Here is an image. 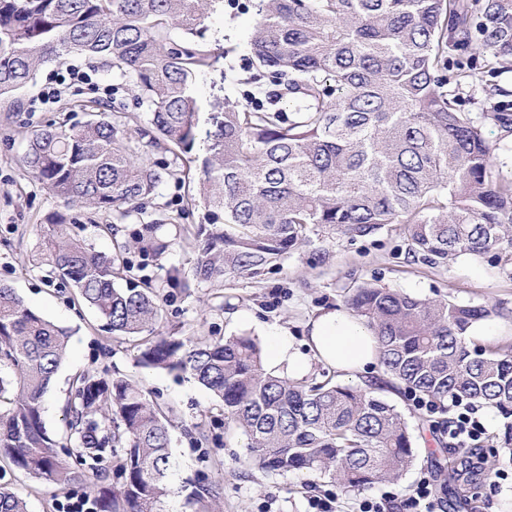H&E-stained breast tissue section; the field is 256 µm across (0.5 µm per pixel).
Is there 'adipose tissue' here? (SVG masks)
Here are the masks:
<instances>
[{"label":"adipose tissue","mask_w":512,"mask_h":512,"mask_svg":"<svg viewBox=\"0 0 512 512\" xmlns=\"http://www.w3.org/2000/svg\"><path fill=\"white\" fill-rule=\"evenodd\" d=\"M308 328L310 350L330 367L355 377L379 362L372 331L346 310L322 311L309 322Z\"/></svg>","instance_id":"1"}]
</instances>
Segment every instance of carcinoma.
Returning <instances> with one entry per match:
<instances>
[{"mask_svg":"<svg viewBox=\"0 0 512 512\" xmlns=\"http://www.w3.org/2000/svg\"><path fill=\"white\" fill-rule=\"evenodd\" d=\"M247 39L251 57L294 109L205 105L210 19L224 0H0V101L33 84L38 69L81 57L132 81L145 124L99 100L80 126L32 133L22 163L52 195L112 215L108 233L143 210L168 178L201 202L190 269L172 267L166 286L222 287L256 279L321 233L350 240L406 226L408 255L446 264L492 250L512 258V178L495 174L483 125L445 86L463 88L472 67L440 75L473 41L489 70L512 69V0H258ZM196 41L174 47L171 32ZM481 119L512 136L502 103ZM180 164L156 167L141 141ZM179 217L150 221L96 250L61 219L49 220L42 265L71 284L117 337H141L139 362L191 376L221 403L227 428L246 440L249 461L268 473L329 479L346 492L400 479L416 462L412 434L381 396L330 379L307 385L266 371L259 341L241 335L154 336L158 286L127 277V254L161 257L189 232ZM349 312L377 337L383 387L418 401L466 399L502 418L512 448V356L471 344L491 310L362 286ZM70 331L29 309L0 283V456L60 490L82 487L98 512H168L174 492L170 420L125 377L73 379L60 445L43 419L44 397L62 366ZM464 481L478 494L485 456L465 452ZM121 480L106 486V464ZM217 492L193 486L189 503L209 512ZM0 512H28L0 487Z\"/></svg>","mask_w":512,"mask_h":512,"instance_id":"obj_1","label":"carcinoma"}]
</instances>
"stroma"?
Segmentation results:
<instances>
[{"mask_svg": "<svg viewBox=\"0 0 512 512\" xmlns=\"http://www.w3.org/2000/svg\"><path fill=\"white\" fill-rule=\"evenodd\" d=\"M256 19L254 0H235L211 26L221 35L211 68V80L199 86L204 103L236 98L241 103L274 102L277 86L260 77L246 46ZM472 61L473 78L459 99V108L472 118L489 111L492 102L485 89L494 83L512 91V71L488 72L474 50L460 54ZM65 63L42 66L32 86L22 92L14 107L0 103V282L12 285L28 307L71 330L69 353L45 397L44 421L56 438H64V407L71 378L88 372L100 378L118 373L139 385L147 396L173 410L171 453L175 462L174 493L168 512H195L187 502L184 484L197 480L220 488L223 497L218 512H310L313 496L332 494L335 512H357L358 494L340 491L333 483H311L301 473L274 475L245 461L243 436L225 429L224 415L214 396L177 372L148 368L138 361V341L113 338L101 319L88 306L78 303L71 284L50 282L39 265L40 247L48 220L64 216L67 223L84 225V237L100 251L112 249L110 238L99 232L106 214L72 206L49 194L22 164V155L32 132L50 123L83 124L88 115L80 102L108 99L115 109L137 112L136 90L119 71L88 68L91 85L69 86L61 103L33 108L37 93L64 74ZM182 214L184 223H199L204 209H188L183 187L164 182L146 206L143 218L119 225L125 238L139 229L141 220ZM196 256L193 238L178 240L158 259L131 252V279L161 282L167 268L189 267ZM368 283L393 288L413 296L471 302L496 308L497 316L481 321L477 344L512 353V263L498 259L496 252L482 256L463 255L445 265L414 260L407 254L403 225L390 224L376 235L348 240L344 237H313L279 265L255 280H238L223 287L205 285L163 291V318L157 328L165 336H204L224 339L249 335L267 343L271 333L287 332L299 351H306L307 324L320 311L345 308L346 298L357 286ZM384 396L403 414L414 440L415 465L385 489L397 503H406L420 478H428L443 512H512V482L485 485L478 497L461 501L460 481L451 477L462 456L451 448L434 425V416L418 409L404 394L391 390ZM206 443H199V435ZM0 485L24 497L29 512H57L63 491L43 484L0 460Z\"/></svg>", "mask_w": 512, "mask_h": 512, "instance_id": "stroma-1", "label": "stroma"}]
</instances>
